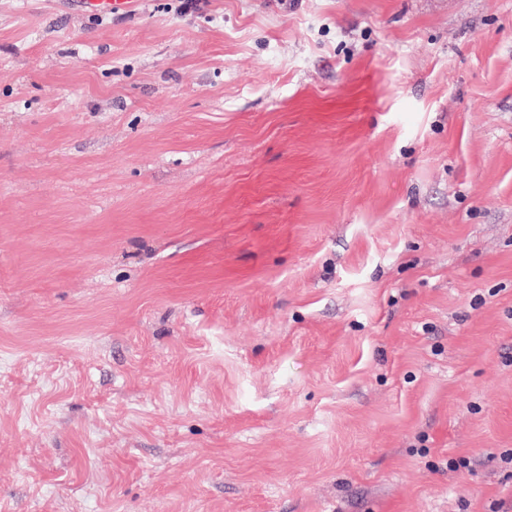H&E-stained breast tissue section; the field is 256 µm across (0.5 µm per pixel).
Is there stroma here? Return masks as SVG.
<instances>
[{"label": "stroma", "instance_id": "obj_1", "mask_svg": "<svg viewBox=\"0 0 512 512\" xmlns=\"http://www.w3.org/2000/svg\"><path fill=\"white\" fill-rule=\"evenodd\" d=\"M510 449L512 0H0V512H512ZM85 12L94 15L123 14L131 7V0H79Z\"/></svg>", "mask_w": 512, "mask_h": 512}]
</instances>
